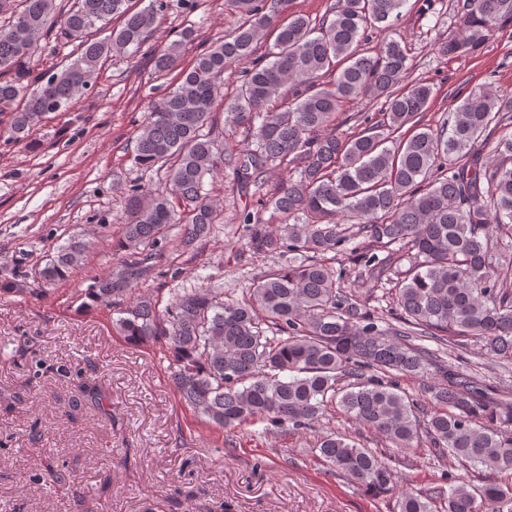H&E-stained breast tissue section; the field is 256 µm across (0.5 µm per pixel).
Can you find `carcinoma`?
<instances>
[{"mask_svg":"<svg viewBox=\"0 0 512 512\" xmlns=\"http://www.w3.org/2000/svg\"><path fill=\"white\" fill-rule=\"evenodd\" d=\"M241 22L224 39L181 67V39L155 59V74L179 70L172 91L151 101L135 131L133 161L144 172L165 169L160 186L136 184L126 196L124 248L131 256L88 289L110 308L127 298L115 322L131 346L166 348L172 382L185 403L209 424L298 431L339 410L404 453L428 442L441 457L488 474L512 471V400L497 387L460 371L415 340L475 342L492 359L512 363V94L471 91L437 129L420 126L433 91L407 83L409 55L395 38L368 54L376 31L392 27L407 0H337L312 18L291 0H228ZM167 0H0V115L21 142L43 116L84 95L114 57L139 49L155 32ZM461 31L439 42L443 56L481 52L490 33L512 21V0H455ZM110 28L106 37L93 33ZM54 34L76 42L61 70L42 77L33 61ZM275 36L266 59L254 47ZM251 61L224 123L243 127L256 148L224 151L212 114L224 73ZM382 102L376 116L354 113L336 132L345 102ZM415 132L408 138L401 130ZM492 141V159L474 149ZM287 177L265 191L273 164ZM230 167L254 187L260 209L243 216L247 245L257 255L288 252L240 298L200 285L181 288L159 308L142 285L171 227L188 248L221 223L205 178ZM280 222L269 224L267 211ZM362 239L353 256L370 271L397 277L398 325L348 302L325 254ZM87 243L73 237L36 271L50 285L80 266ZM387 255L379 257L378 252ZM408 267H403V262ZM424 382L431 409L398 386L396 377ZM82 396L105 410L94 380ZM319 456L375 497L392 494L398 512H512V484L468 473H447L448 491L415 494L377 450L331 431L317 441Z\"/></svg>","mask_w":512,"mask_h":512,"instance_id":"1","label":"carcinoma"}]
</instances>
